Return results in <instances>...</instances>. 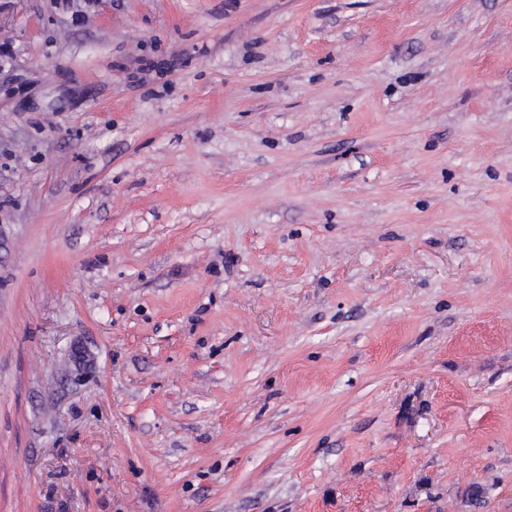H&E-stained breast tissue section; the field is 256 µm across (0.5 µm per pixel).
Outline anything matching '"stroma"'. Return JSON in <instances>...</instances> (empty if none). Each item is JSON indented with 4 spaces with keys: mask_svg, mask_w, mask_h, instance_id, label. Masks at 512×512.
Returning <instances> with one entry per match:
<instances>
[{
    "mask_svg": "<svg viewBox=\"0 0 512 512\" xmlns=\"http://www.w3.org/2000/svg\"><path fill=\"white\" fill-rule=\"evenodd\" d=\"M0 512H512V0H0Z\"/></svg>",
    "mask_w": 512,
    "mask_h": 512,
    "instance_id": "1",
    "label": "stroma"
}]
</instances>
